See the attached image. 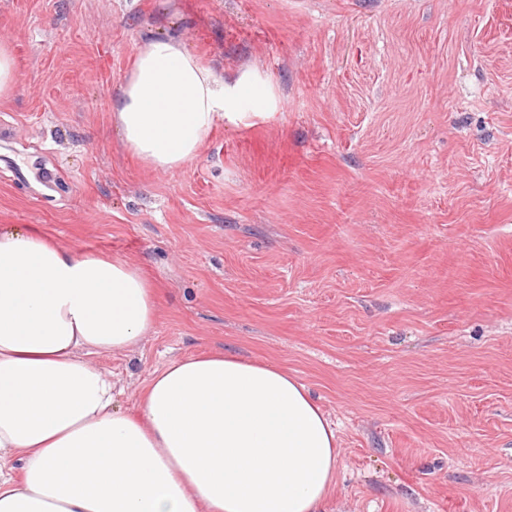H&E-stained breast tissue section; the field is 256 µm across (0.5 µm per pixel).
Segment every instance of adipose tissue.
<instances>
[{
    "label": "adipose tissue",
    "instance_id": "adipose-tissue-1",
    "mask_svg": "<svg viewBox=\"0 0 512 512\" xmlns=\"http://www.w3.org/2000/svg\"><path fill=\"white\" fill-rule=\"evenodd\" d=\"M245 104L277 108L257 77L219 82L166 36L139 46L112 110L124 147L172 171ZM158 312L128 260L0 230V512H323L336 431L278 367L191 356L156 370L135 410L113 408L94 358L133 349Z\"/></svg>",
    "mask_w": 512,
    "mask_h": 512
}]
</instances>
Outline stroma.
<instances>
[{"instance_id": "35a3bbf8", "label": "stroma", "mask_w": 512, "mask_h": 512, "mask_svg": "<svg viewBox=\"0 0 512 512\" xmlns=\"http://www.w3.org/2000/svg\"><path fill=\"white\" fill-rule=\"evenodd\" d=\"M174 36L273 118L165 171L111 103ZM0 229L125 258L154 332L113 405L214 351L285 368L336 430L326 512H512V0H0ZM16 88V63L11 48L0 42V98L14 94Z\"/></svg>"}]
</instances>
